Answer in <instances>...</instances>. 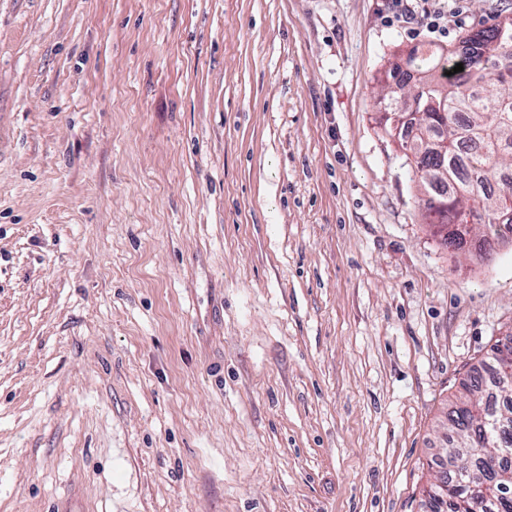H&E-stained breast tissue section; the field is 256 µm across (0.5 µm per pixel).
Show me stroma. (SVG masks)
<instances>
[{
    "label": "stroma",
    "mask_w": 512,
    "mask_h": 512,
    "mask_svg": "<svg viewBox=\"0 0 512 512\" xmlns=\"http://www.w3.org/2000/svg\"><path fill=\"white\" fill-rule=\"evenodd\" d=\"M391 0H0V512H425L512 333V233L440 245Z\"/></svg>",
    "instance_id": "35a3bbf8"
}]
</instances>
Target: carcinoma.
Wrapping results in <instances>:
<instances>
[{
    "label": "carcinoma",
    "mask_w": 512,
    "mask_h": 512,
    "mask_svg": "<svg viewBox=\"0 0 512 512\" xmlns=\"http://www.w3.org/2000/svg\"><path fill=\"white\" fill-rule=\"evenodd\" d=\"M458 63L463 71L445 75ZM407 64L424 74L419 96L435 103L417 121L448 142L447 177L430 185L424 215L452 250L466 247L468 225L489 227L491 250L501 227L512 232V182L484 186L512 165V16L467 34L458 50L417 49ZM487 364L492 386L473 372L448 410L452 469L424 490L426 512H512V350L494 344Z\"/></svg>",
    "instance_id": "obj_1"
}]
</instances>
